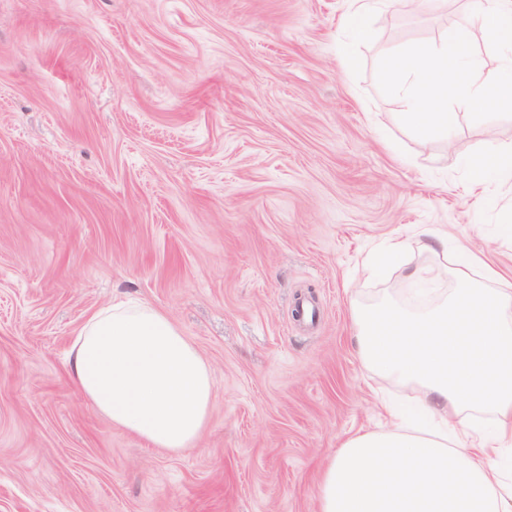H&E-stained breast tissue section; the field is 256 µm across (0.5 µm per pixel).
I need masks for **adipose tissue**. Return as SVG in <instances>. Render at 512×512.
Here are the masks:
<instances>
[{"instance_id": "ef3b65f1", "label": "adipose tissue", "mask_w": 512, "mask_h": 512, "mask_svg": "<svg viewBox=\"0 0 512 512\" xmlns=\"http://www.w3.org/2000/svg\"><path fill=\"white\" fill-rule=\"evenodd\" d=\"M473 186L512 188V147L473 158ZM456 286L426 307L351 308L370 373L410 387L388 425L343 441L322 467L319 512H512V280L460 248ZM68 375L113 425L171 453L210 419L212 371L172 319L120 300L96 309L72 344ZM492 414L491 424L474 411Z\"/></svg>"}]
</instances>
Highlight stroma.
I'll list each match as a JSON object with an SVG mask.
<instances>
[{"mask_svg":"<svg viewBox=\"0 0 512 512\" xmlns=\"http://www.w3.org/2000/svg\"><path fill=\"white\" fill-rule=\"evenodd\" d=\"M447 2L395 0L356 41L347 0H0V512H318L322 462L414 396L355 355L351 301L419 308L450 288L460 243L512 271V192L465 167L512 145V117L463 109L426 144L376 80L383 55L438 43L469 7ZM423 227L449 247H412L405 268L438 279L362 276ZM125 297L210 364L209 424L182 452L112 425L69 379L78 330Z\"/></svg>","mask_w":512,"mask_h":512,"instance_id":"stroma-1","label":"stroma"}]
</instances>
